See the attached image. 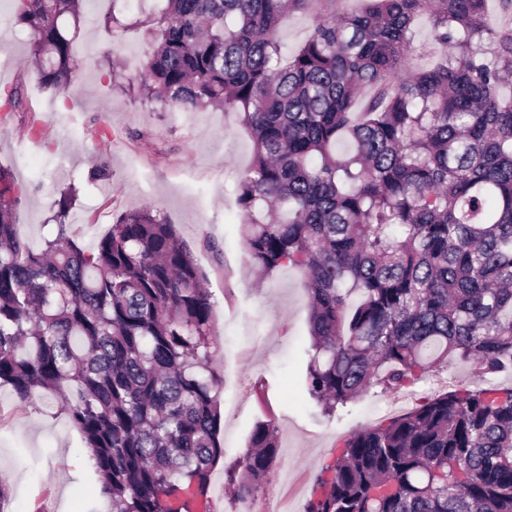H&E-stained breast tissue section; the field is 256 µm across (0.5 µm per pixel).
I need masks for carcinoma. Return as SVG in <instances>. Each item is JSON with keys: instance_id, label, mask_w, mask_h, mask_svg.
I'll return each instance as SVG.
<instances>
[{"instance_id": "carcinoma-1", "label": "carcinoma", "mask_w": 512, "mask_h": 512, "mask_svg": "<svg viewBox=\"0 0 512 512\" xmlns=\"http://www.w3.org/2000/svg\"><path fill=\"white\" fill-rule=\"evenodd\" d=\"M89 0H16L43 88L69 86ZM112 0L111 42L146 27L128 89L159 111L240 114L253 160L235 187L246 262L305 278L314 353L306 390L329 416L373 388L405 390L443 364L512 377V32L486 0H166L132 24ZM312 12L305 43L278 39ZM444 53L405 72L417 19ZM34 109L24 77L0 89V125ZM26 188L0 167V386L56 394L115 512H193L224 455L214 301L168 217L119 215L90 249L72 196L36 250L14 213ZM279 451L255 425L226 470L243 497ZM305 512H512V386L450 388L343 439ZM312 24V15L291 12L281 23L279 36L288 49L294 48L305 40Z\"/></svg>"}]
</instances>
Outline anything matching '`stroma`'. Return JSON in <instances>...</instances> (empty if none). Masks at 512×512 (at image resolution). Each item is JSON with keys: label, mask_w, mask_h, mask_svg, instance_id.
I'll return each mask as SVG.
<instances>
[{"label": "stroma", "mask_w": 512, "mask_h": 512, "mask_svg": "<svg viewBox=\"0 0 512 512\" xmlns=\"http://www.w3.org/2000/svg\"><path fill=\"white\" fill-rule=\"evenodd\" d=\"M106 0L86 6L74 44L84 65L66 91H42L29 41L14 23L12 0H0V88L27 75L40 113L38 136L21 121L0 129V165L27 188L15 211L19 234L33 247L50 237L45 220L61 190L76 185L71 210L80 245L94 244L116 215L153 204L170 218L213 294L220 341L215 365L224 457L213 470L208 512L235 498L224 468L245 452L257 421H274L287 464L319 492L344 436L388 419L391 394L371 390L339 416H324L305 388L312 353L301 274L281 269L266 279L246 265L242 213L233 185L251 162L252 141L240 116L219 108L160 112L112 88L108 78ZM107 175H98L99 166ZM0 482L9 494L0 512H111L95 463L59 401L19 403L0 387Z\"/></svg>", "instance_id": "1"}]
</instances>
